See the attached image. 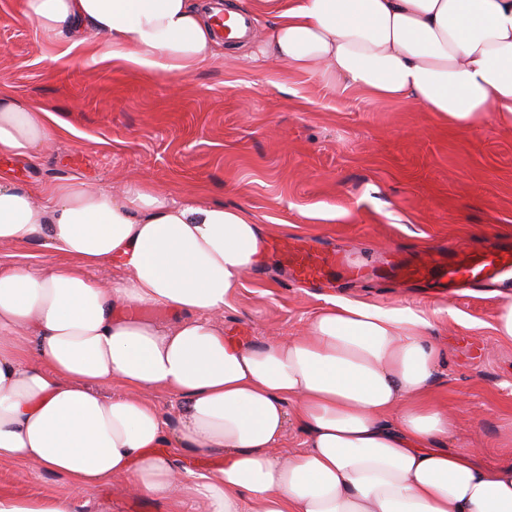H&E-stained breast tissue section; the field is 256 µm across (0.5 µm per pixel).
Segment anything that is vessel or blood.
<instances>
[{"label":"vessel or blood","mask_w":512,"mask_h":512,"mask_svg":"<svg viewBox=\"0 0 512 512\" xmlns=\"http://www.w3.org/2000/svg\"><path fill=\"white\" fill-rule=\"evenodd\" d=\"M265 248L297 280L311 285L326 284L353 271L346 255L336 249L319 250L278 241L266 243ZM389 271L395 277L455 297L461 288L474 282H511L512 245L500 243L471 250L451 249L444 245L423 256L391 264Z\"/></svg>","instance_id":"1"}]
</instances>
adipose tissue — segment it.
Segmentation results:
<instances>
[{
  "label": "adipose tissue",
  "mask_w": 512,
  "mask_h": 512,
  "mask_svg": "<svg viewBox=\"0 0 512 512\" xmlns=\"http://www.w3.org/2000/svg\"><path fill=\"white\" fill-rule=\"evenodd\" d=\"M264 62L372 102H413L459 129L512 127V0H248ZM45 39L93 44L177 80L219 56L203 0H22ZM0 96V156L67 133ZM267 228L239 207L144 179L20 183L0 172V243L52 268H0V460L111 488L165 512H512V465L455 447L433 395L444 350L425 315L328 298L297 336L256 346L222 320ZM116 265L117 281L93 278ZM177 311L173 321L148 309ZM125 394L109 395L112 384ZM174 399L163 413L152 399ZM302 438L280 448L290 428ZM220 454L191 472L180 453ZM65 262L64 256L43 248L37 243L25 247L0 245V267L2 268L16 263L37 264L44 267L65 264Z\"/></svg>",
  "instance_id": "1"
}]
</instances>
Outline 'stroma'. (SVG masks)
Segmentation results:
<instances>
[{
    "label": "stroma",
    "instance_id": "35a3bbf8",
    "mask_svg": "<svg viewBox=\"0 0 512 512\" xmlns=\"http://www.w3.org/2000/svg\"><path fill=\"white\" fill-rule=\"evenodd\" d=\"M64 48L35 35L21 0H0V93L76 130L51 154L0 157L1 170L22 183L78 178L102 188L146 177L176 196L244 208L268 238L346 249L362 271L338 295L431 317L446 351L436 393L457 417L458 447L484 467L512 464V344L491 329L512 288L448 298L387 274L392 256L426 244L512 238V129L462 131L412 103L372 105L275 66L214 63L172 86ZM324 297L264 257L225 308L224 333L255 345L296 334ZM0 489L68 497L75 512H163L148 498L77 491L35 465L0 462Z\"/></svg>",
    "mask_w": 512,
    "mask_h": 512
}]
</instances>
